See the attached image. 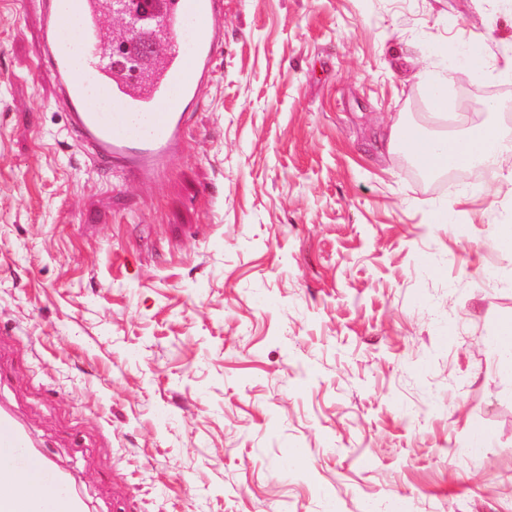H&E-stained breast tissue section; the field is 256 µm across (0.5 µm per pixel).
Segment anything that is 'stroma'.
<instances>
[{"instance_id":"obj_1","label":"stroma","mask_w":512,"mask_h":512,"mask_svg":"<svg viewBox=\"0 0 512 512\" xmlns=\"http://www.w3.org/2000/svg\"><path fill=\"white\" fill-rule=\"evenodd\" d=\"M38 52L34 0H0V408L86 512H512V176L384 138L512 141V0H224L143 183L69 135ZM430 73L454 111L481 90L465 123ZM402 119L394 123L389 132V145L406 151L414 160H422L425 165L436 170L448 168L453 160H448V147L452 145H472L473 148L461 152L457 157V168L462 169L479 162L488 167H496L505 152H511L512 146L500 136L494 125L476 127L464 135H445L441 137H422L403 141L413 135V130ZM407 128V129H406Z\"/></svg>"}]
</instances>
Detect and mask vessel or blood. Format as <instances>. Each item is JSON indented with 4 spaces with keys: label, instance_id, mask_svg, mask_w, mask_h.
Listing matches in <instances>:
<instances>
[{
    "label": "vessel or blood",
    "instance_id": "vessel-or-blood-1",
    "mask_svg": "<svg viewBox=\"0 0 512 512\" xmlns=\"http://www.w3.org/2000/svg\"><path fill=\"white\" fill-rule=\"evenodd\" d=\"M41 17L39 67L57 88L69 132L94 157L130 180L164 176L189 129L198 102L214 79L218 50L224 44V0H141L134 17L139 35L162 31L159 60L148 76L133 74L144 60L138 48L118 51L101 32L100 12L128 11V0H37ZM84 19L83 65L75 67L66 48L63 19L67 11ZM205 26L203 37L185 44L182 30L190 22ZM96 88L112 103L96 111L88 90ZM38 468L52 496L21 494L19 477ZM0 512H84L69 476L41 457L15 418L0 412Z\"/></svg>",
    "mask_w": 512,
    "mask_h": 512
}]
</instances>
